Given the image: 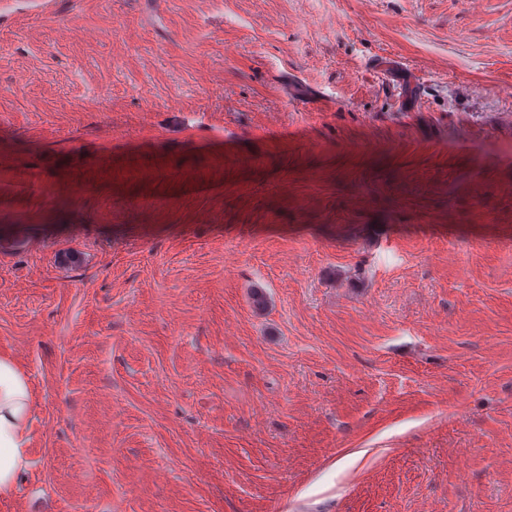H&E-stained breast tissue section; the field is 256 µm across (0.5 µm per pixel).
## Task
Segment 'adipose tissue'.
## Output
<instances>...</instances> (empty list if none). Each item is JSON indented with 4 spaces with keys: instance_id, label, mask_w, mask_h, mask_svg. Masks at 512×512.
Instances as JSON below:
<instances>
[{
    "instance_id": "adipose-tissue-1",
    "label": "adipose tissue",
    "mask_w": 512,
    "mask_h": 512,
    "mask_svg": "<svg viewBox=\"0 0 512 512\" xmlns=\"http://www.w3.org/2000/svg\"><path fill=\"white\" fill-rule=\"evenodd\" d=\"M32 414L29 380L15 362L0 356V495L14 492L29 466L27 433Z\"/></svg>"
}]
</instances>
